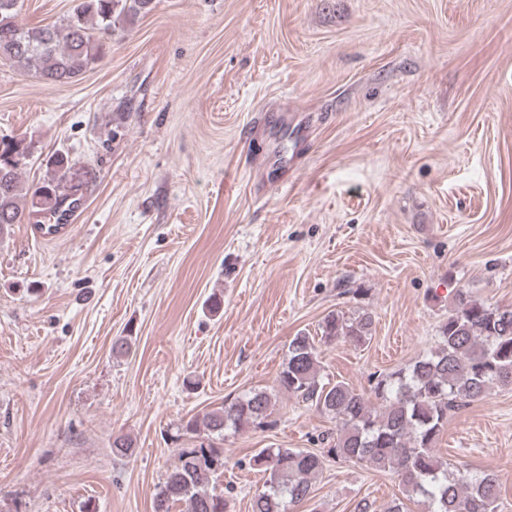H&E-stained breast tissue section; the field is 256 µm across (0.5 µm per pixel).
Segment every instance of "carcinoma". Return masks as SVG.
<instances>
[{
    "label": "carcinoma",
    "mask_w": 512,
    "mask_h": 512,
    "mask_svg": "<svg viewBox=\"0 0 512 512\" xmlns=\"http://www.w3.org/2000/svg\"><path fill=\"white\" fill-rule=\"evenodd\" d=\"M14 0H0V62L34 76L73 83L103 60L115 30L149 13L155 0H76L58 23L27 27ZM30 154L26 140L0 138V236L32 217L57 220L60 206L74 201L84 182L63 153L46 160L48 177L28 184L21 177ZM373 316L365 309L330 312L320 340L342 339L355 346L371 340ZM512 390V306H499L462 290L453 295L448 318L438 329V344L412 363L374 381L377 404L345 382H326L320 375L315 338L298 333L277 379V390L310 403L336 424L326 434L329 448L316 453L293 448H262L254 456L267 478L251 500V512H288L310 498L312 480L324 459L366 463L392 473L408 499L427 512H500L501 486L491 474L441 459L435 451L448 417L465 410L491 391ZM274 394L263 389L224 402V406L183 425L187 434L204 429L224 438L270 424ZM133 452L126 435L112 439V454ZM224 470V452L203 445L180 448L155 498V512H172L186 502L188 512H229L224 491L214 477Z\"/></svg>",
    "instance_id": "1"
}]
</instances>
